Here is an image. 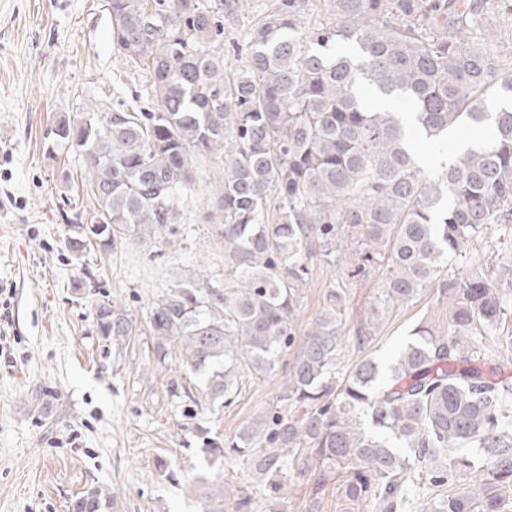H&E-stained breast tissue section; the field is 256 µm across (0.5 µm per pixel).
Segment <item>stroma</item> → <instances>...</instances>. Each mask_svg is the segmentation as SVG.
I'll use <instances>...</instances> for the list:
<instances>
[{"instance_id":"stroma-1","label":"stroma","mask_w":512,"mask_h":512,"mask_svg":"<svg viewBox=\"0 0 512 512\" xmlns=\"http://www.w3.org/2000/svg\"><path fill=\"white\" fill-rule=\"evenodd\" d=\"M272 0H248L224 19V61L242 66L246 33ZM148 75L110 39L104 0H0V512H72L89 488L112 492V512H206L188 484L203 465L206 438H233L273 399L280 376L242 380L235 404L200 400L185 416L167 387L202 388L178 358L157 363L147 317L176 282L224 277V243L204 220L205 198L218 179L215 161L200 164L185 196L174 246L128 239L114 249L74 258L66 242L96 209L82 185L75 150L48 152V129L76 118L87 104L109 109L146 95ZM512 266V232L498 226L449 256L439 279L490 274ZM346 264L310 263L309 283L294 322L302 338L342 287L339 335L377 296L382 263L348 278ZM123 307L139 332L123 346L105 345L93 307ZM443 323L437 287L386 312L365 352L347 350L345 364L367 355L389 362L423 320ZM42 404H34V392Z\"/></svg>"}]
</instances>
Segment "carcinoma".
<instances>
[{
	"label": "carcinoma",
	"instance_id": "1",
	"mask_svg": "<svg viewBox=\"0 0 512 512\" xmlns=\"http://www.w3.org/2000/svg\"><path fill=\"white\" fill-rule=\"evenodd\" d=\"M111 39L149 74L152 110H107L58 122L52 145L78 151L97 202L69 242L108 250L132 235L167 247L199 159L222 165L206 201L224 240V281H179L148 316L156 361L172 355L209 376L203 392L233 404L241 378L276 372L309 281V261L375 262L380 293L351 337L363 349L375 316L437 283L442 263L489 226L512 224V41L486 28L512 0H276L250 30L244 68L224 66V15L239 0H105ZM389 102L372 109L360 86ZM488 122L491 142L432 173L413 144ZM448 324L424 322L384 366L342 364L343 288L328 292L279 392L232 440L203 441L208 468L235 465L256 496L220 474L211 512H282L291 482L310 472L302 512H512V382L487 375L483 339L507 316L512 268L441 284ZM102 340L121 344L134 321L93 308ZM484 448L487 457L460 448ZM90 488L74 512H109Z\"/></svg>",
	"mask_w": 512,
	"mask_h": 512
}]
</instances>
